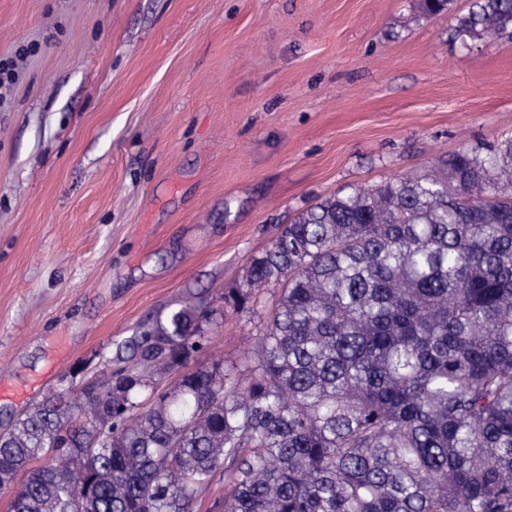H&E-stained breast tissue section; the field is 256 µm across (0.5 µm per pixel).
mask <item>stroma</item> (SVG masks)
<instances>
[{"label":"stroma","instance_id":"stroma-1","mask_svg":"<svg viewBox=\"0 0 512 512\" xmlns=\"http://www.w3.org/2000/svg\"><path fill=\"white\" fill-rule=\"evenodd\" d=\"M471 0H0V431L186 299L192 366L264 327L222 296L343 187L512 134V41ZM458 35L475 39L485 32H497L512 39V0H477L466 15L458 18Z\"/></svg>","mask_w":512,"mask_h":512}]
</instances>
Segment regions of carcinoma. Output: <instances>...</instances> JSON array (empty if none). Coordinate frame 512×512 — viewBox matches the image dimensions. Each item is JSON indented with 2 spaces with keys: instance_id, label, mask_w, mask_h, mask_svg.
I'll return each instance as SVG.
<instances>
[{
  "instance_id": "cac0c4a2",
  "label": "carcinoma",
  "mask_w": 512,
  "mask_h": 512,
  "mask_svg": "<svg viewBox=\"0 0 512 512\" xmlns=\"http://www.w3.org/2000/svg\"><path fill=\"white\" fill-rule=\"evenodd\" d=\"M456 32L511 40L512 0ZM271 284L243 363L190 367L224 312L186 302L1 432L11 512H191L225 461L224 512H512V135L337 190L224 303Z\"/></svg>"
}]
</instances>
